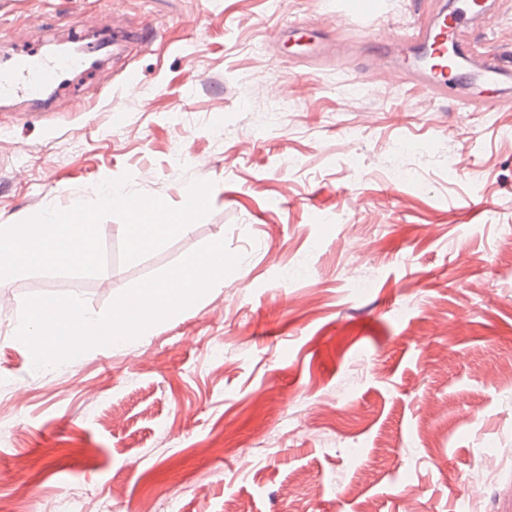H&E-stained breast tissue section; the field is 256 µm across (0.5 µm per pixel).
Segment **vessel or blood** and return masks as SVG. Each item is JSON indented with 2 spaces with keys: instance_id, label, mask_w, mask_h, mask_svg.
Masks as SVG:
<instances>
[{
  "instance_id": "obj_1",
  "label": "vessel or blood",
  "mask_w": 512,
  "mask_h": 512,
  "mask_svg": "<svg viewBox=\"0 0 512 512\" xmlns=\"http://www.w3.org/2000/svg\"><path fill=\"white\" fill-rule=\"evenodd\" d=\"M475 0H464L455 12L440 8L429 20L415 25L413 31L371 29L373 39L397 47L394 71L398 80L415 84L434 100L446 99L459 86L463 73L449 47L459 46L476 18ZM81 60L57 58L30 59L0 73V97H34L57 85L63 74L80 69Z\"/></svg>"
}]
</instances>
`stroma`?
I'll list each match as a JSON object with an SVG mask.
<instances>
[{
	"mask_svg": "<svg viewBox=\"0 0 512 512\" xmlns=\"http://www.w3.org/2000/svg\"><path fill=\"white\" fill-rule=\"evenodd\" d=\"M440 0H0V52H88L40 103L0 101V225L131 190L212 210L140 259L99 227L91 279L13 278L0 318V498L15 512H512V140L465 102L386 75L310 67L316 43L408 31ZM463 52L512 57V0H485ZM302 41H270L294 24ZM138 80L126 84L128 72ZM467 151L471 168H448ZM222 240L238 268L121 347L34 370L14 329L33 295L104 313L137 282ZM367 287L353 286L355 277Z\"/></svg>",
	"mask_w": 512,
	"mask_h": 512,
	"instance_id": "1",
	"label": "stroma"
}]
</instances>
